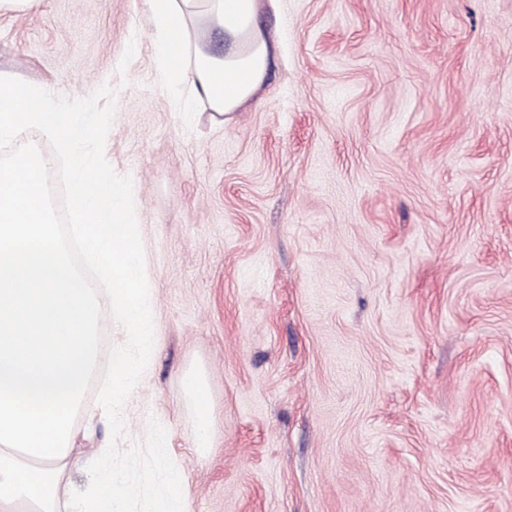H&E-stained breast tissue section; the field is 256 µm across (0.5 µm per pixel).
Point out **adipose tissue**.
I'll return each mask as SVG.
<instances>
[{"label": "adipose tissue", "instance_id": "1", "mask_svg": "<svg viewBox=\"0 0 512 512\" xmlns=\"http://www.w3.org/2000/svg\"><path fill=\"white\" fill-rule=\"evenodd\" d=\"M161 79L182 112L205 106L219 114L239 111L266 82L278 44L262 28L259 0H146ZM223 31L226 47L214 53L201 25ZM197 425L198 445L210 440L213 410L199 375L184 379Z\"/></svg>", "mask_w": 512, "mask_h": 512}]
</instances>
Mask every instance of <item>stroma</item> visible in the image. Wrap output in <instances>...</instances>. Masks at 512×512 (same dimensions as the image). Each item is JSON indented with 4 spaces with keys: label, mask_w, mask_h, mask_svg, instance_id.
Returning a JSON list of instances; mask_svg holds the SVG:
<instances>
[{
    "label": "stroma",
    "mask_w": 512,
    "mask_h": 512,
    "mask_svg": "<svg viewBox=\"0 0 512 512\" xmlns=\"http://www.w3.org/2000/svg\"><path fill=\"white\" fill-rule=\"evenodd\" d=\"M259 22L270 76L220 116L175 107L144 0L0 17L1 71L117 89L105 157L156 318L127 445L165 428L190 512H512V0H263ZM184 388L193 408L198 432V445L204 448L210 440L213 420L210 394L203 378L196 373H188L185 376Z\"/></svg>",
    "instance_id": "stroma-1"
}]
</instances>
